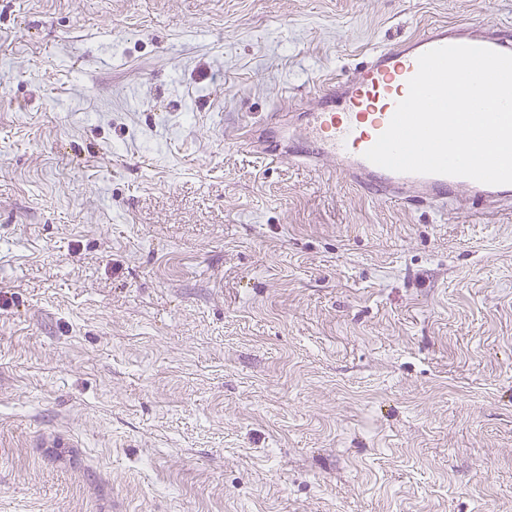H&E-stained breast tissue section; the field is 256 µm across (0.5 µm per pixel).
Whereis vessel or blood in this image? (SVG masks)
<instances>
[{
    "instance_id": "vessel-or-blood-1",
    "label": "vessel or blood",
    "mask_w": 512,
    "mask_h": 512,
    "mask_svg": "<svg viewBox=\"0 0 512 512\" xmlns=\"http://www.w3.org/2000/svg\"><path fill=\"white\" fill-rule=\"evenodd\" d=\"M447 45H470L512 54V29L491 27L474 35L467 28L438 24L421 35L374 50L353 77L318 90L315 107L291 114L271 112L247 126L243 142L272 161L330 166L352 186L409 208L440 211L467 199L491 208L512 203V184L488 185L441 174L398 173L365 157L383 133L397 104L408 94L423 53Z\"/></svg>"
}]
</instances>
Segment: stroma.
I'll list each match as a JSON object with an SVG mask.
<instances>
[{"label":"stroma","instance_id":"35a3bbf8","mask_svg":"<svg viewBox=\"0 0 512 512\" xmlns=\"http://www.w3.org/2000/svg\"><path fill=\"white\" fill-rule=\"evenodd\" d=\"M441 22L512 0H0V512H512V209L241 142Z\"/></svg>","mask_w":512,"mask_h":512}]
</instances>
